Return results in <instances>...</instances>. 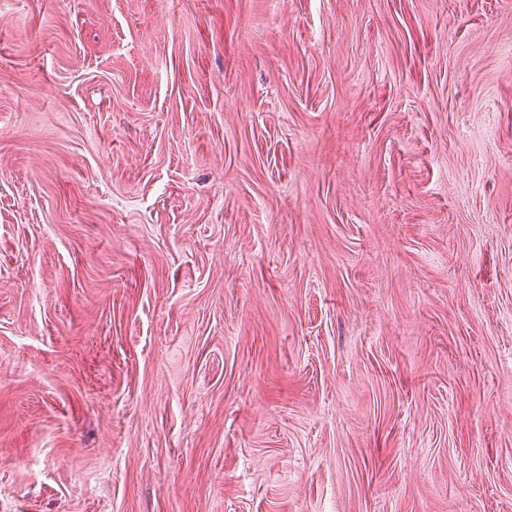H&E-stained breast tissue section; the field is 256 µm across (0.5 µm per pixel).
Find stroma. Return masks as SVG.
<instances>
[{
    "label": "stroma",
    "mask_w": 512,
    "mask_h": 512,
    "mask_svg": "<svg viewBox=\"0 0 512 512\" xmlns=\"http://www.w3.org/2000/svg\"><path fill=\"white\" fill-rule=\"evenodd\" d=\"M0 512H512V0H0Z\"/></svg>",
    "instance_id": "1"
}]
</instances>
